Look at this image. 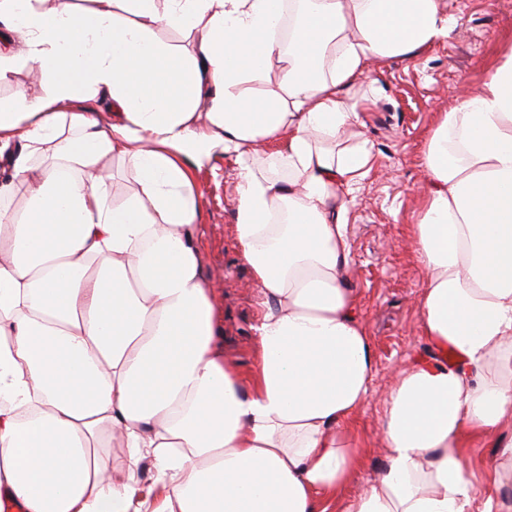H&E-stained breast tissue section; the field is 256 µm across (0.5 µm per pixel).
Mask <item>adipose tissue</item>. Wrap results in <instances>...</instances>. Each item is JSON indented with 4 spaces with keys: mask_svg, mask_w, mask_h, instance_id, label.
I'll return each instance as SVG.
<instances>
[{
    "mask_svg": "<svg viewBox=\"0 0 512 512\" xmlns=\"http://www.w3.org/2000/svg\"><path fill=\"white\" fill-rule=\"evenodd\" d=\"M0 26L23 45L0 46V83L22 58L50 78L44 97L0 99V496L20 512H321L356 468L343 425L374 373L346 214L372 164L352 129L382 89H349L373 60L447 40L443 0H0ZM214 149L238 164L261 297L247 380L202 271L190 169ZM115 163L133 176L119 202ZM424 164L414 237L439 357L403 371L388 468L348 512H469L465 450L512 421V44L442 114Z\"/></svg>",
    "mask_w": 512,
    "mask_h": 512,
    "instance_id": "adipose-tissue-1",
    "label": "adipose tissue"
}]
</instances>
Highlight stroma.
<instances>
[{
	"label": "stroma",
	"instance_id": "35a3bbf8",
	"mask_svg": "<svg viewBox=\"0 0 512 512\" xmlns=\"http://www.w3.org/2000/svg\"><path fill=\"white\" fill-rule=\"evenodd\" d=\"M458 25L451 37L409 58L383 59L369 76L384 93L362 113V132L375 163L349 202L348 284L358 296L356 316L370 337L375 366L369 396L347 426L357 445L358 464L349 481L324 498L327 512H346L368 480L388 465L381 422L397 371L427 358L418 301L425 270L414 246V228L427 175L426 140L441 114L461 92L477 90L499 46L512 41V0H447ZM48 76L36 65L20 63L10 83L0 84V99L23 93L47 94ZM237 164L213 151L194 168L202 200L199 222L205 232L203 267L213 302L223 315L228 358L242 373L252 371L257 348L253 324L259 295L240 254L235 222Z\"/></svg>",
	"mask_w": 512,
	"mask_h": 512
}]
</instances>
